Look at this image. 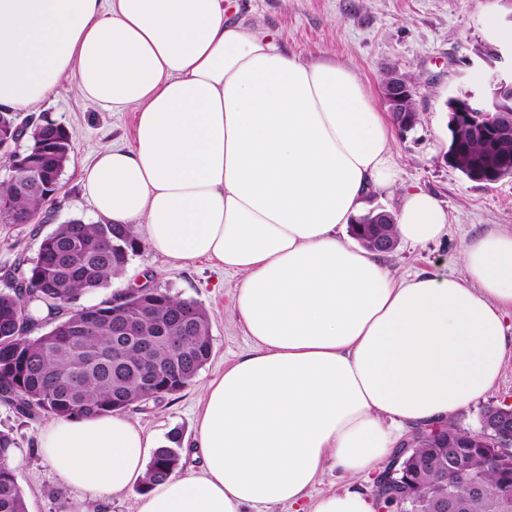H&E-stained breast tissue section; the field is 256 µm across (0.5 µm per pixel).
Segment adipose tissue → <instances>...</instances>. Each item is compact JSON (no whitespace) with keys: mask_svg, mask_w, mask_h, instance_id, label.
I'll return each mask as SVG.
<instances>
[{"mask_svg":"<svg viewBox=\"0 0 512 512\" xmlns=\"http://www.w3.org/2000/svg\"><path fill=\"white\" fill-rule=\"evenodd\" d=\"M70 85L132 111L125 146L81 176L99 217L153 252L236 274L228 314L251 350L203 390L200 473L139 494L137 512H375L355 485L408 427L445 424L497 384L512 347V231L463 252L465 279L393 280L337 231L397 190V240L425 244L448 213L397 189L394 123L349 68L309 63L226 18L224 0H0V110ZM150 441L121 414L53 419L41 454L95 499L135 487ZM333 469L349 487L314 494Z\"/></svg>","mask_w":512,"mask_h":512,"instance_id":"adipose-tissue-1","label":"adipose tissue"}]
</instances>
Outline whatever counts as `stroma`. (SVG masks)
<instances>
[{"instance_id":"obj_1","label":"stroma","mask_w":512,"mask_h":512,"mask_svg":"<svg viewBox=\"0 0 512 512\" xmlns=\"http://www.w3.org/2000/svg\"><path fill=\"white\" fill-rule=\"evenodd\" d=\"M235 19L273 35L281 48L308 62L331 59L355 71L372 92L389 71L416 84L419 121L395 135L397 181L434 194L448 212L444 235L425 246L397 243L383 263L397 279L415 273L461 278L467 242L491 229L512 230V177L491 184L467 179L450 167L448 97L485 86L494 72L512 71V45L488 41L487 16L500 23L512 18V0H231ZM38 115L48 116L71 134L74 150L60 177L51 218L43 224L0 223V274L19 261L35 258L41 239L57 225L72 219L95 223L93 206L80 182L82 170L105 144L130 142L135 126L131 112H108L82 99L70 88L41 104ZM201 304L211 317L213 353L191 386L159 403L129 410V417L156 445L179 434L185 470L201 467L192 454L203 387L221 376L225 366L250 346L239 325L226 311L237 276L207 260L183 265L149 248L131 257L123 276L108 288L81 298L95 305L144 283ZM512 405V349L505 356L501 377L484 397L460 408L453 422L464 429L479 427L480 414L490 405ZM48 417L29 420L0 401V429L16 439L17 469L28 512H137L136 490L105 501L88 500L69 488L44 460L38 439Z\"/></svg>"}]
</instances>
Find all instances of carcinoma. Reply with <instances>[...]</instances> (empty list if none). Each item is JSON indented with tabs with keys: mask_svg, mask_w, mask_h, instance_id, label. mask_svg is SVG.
Returning <instances> with one entry per match:
<instances>
[{
	"mask_svg": "<svg viewBox=\"0 0 512 512\" xmlns=\"http://www.w3.org/2000/svg\"><path fill=\"white\" fill-rule=\"evenodd\" d=\"M46 143L30 145L24 165L0 182L5 222L43 224L49 219L54 195L70 154L69 131L47 121ZM460 135L467 145L458 170L482 171L495 165L498 150ZM365 247L373 240L395 239L388 224L351 226ZM142 247L131 224H60L40 244L36 258L14 268L32 287L23 295L18 287L0 290V397L27 419L39 416L71 417L124 413L149 401L162 400L189 386L213 352L211 319L207 310L190 299L173 296L165 288H136L92 306L82 319L78 301L121 276L129 257ZM53 319L52 328L39 332ZM129 322L136 335L119 337L116 325ZM177 336L179 342L168 343ZM415 460L403 476L402 491L419 486L425 494L421 512H433L435 498L450 490L459 512H502L503 497L512 496V461L483 470L480 487L455 478L461 468L476 461L480 442L470 431L448 426L444 448L424 435L417 438ZM16 442L0 431V512H28L16 470L9 463ZM183 467L178 435L154 450L137 492L151 488Z\"/></svg>",
	"mask_w": 512,
	"mask_h": 512,
	"instance_id": "cac0c4a2",
	"label": "carcinoma"
}]
</instances>
